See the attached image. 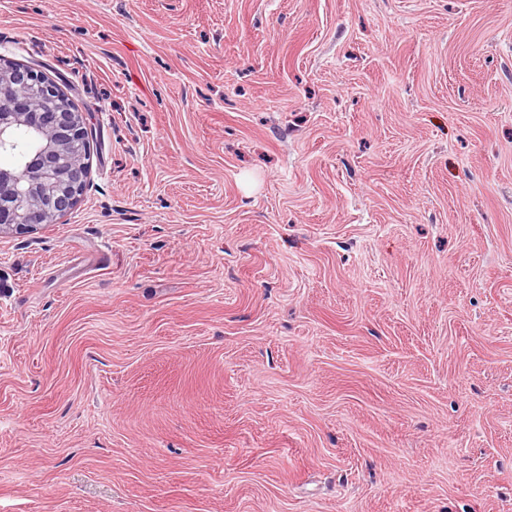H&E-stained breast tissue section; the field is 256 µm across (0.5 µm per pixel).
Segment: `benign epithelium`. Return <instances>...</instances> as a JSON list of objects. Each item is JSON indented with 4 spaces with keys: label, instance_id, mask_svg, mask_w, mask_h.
<instances>
[{
    "label": "benign epithelium",
    "instance_id": "7a95c632",
    "mask_svg": "<svg viewBox=\"0 0 512 512\" xmlns=\"http://www.w3.org/2000/svg\"><path fill=\"white\" fill-rule=\"evenodd\" d=\"M25 134L35 145L22 171L0 166V235L57 224L87 177L89 131L57 83L32 66L0 59V151Z\"/></svg>",
    "mask_w": 512,
    "mask_h": 512
}]
</instances>
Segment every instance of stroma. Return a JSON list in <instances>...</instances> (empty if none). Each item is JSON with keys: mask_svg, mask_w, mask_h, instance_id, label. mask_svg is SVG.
I'll use <instances>...</instances> for the list:
<instances>
[{"mask_svg": "<svg viewBox=\"0 0 512 512\" xmlns=\"http://www.w3.org/2000/svg\"><path fill=\"white\" fill-rule=\"evenodd\" d=\"M91 111L0 237V512H512V0H0Z\"/></svg>", "mask_w": 512, "mask_h": 512, "instance_id": "obj_1", "label": "stroma"}]
</instances>
